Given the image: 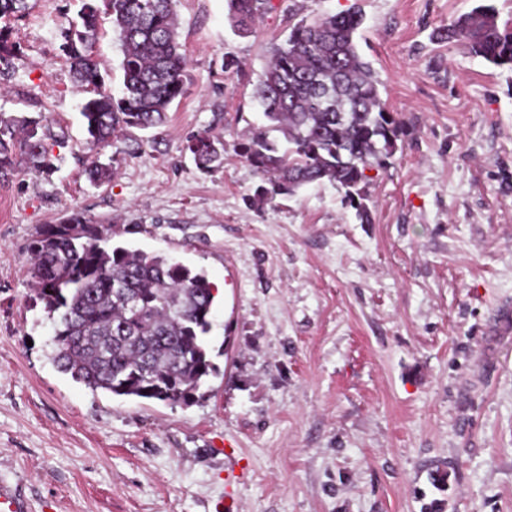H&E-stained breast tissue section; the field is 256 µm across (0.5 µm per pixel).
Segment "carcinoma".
Here are the masks:
<instances>
[{
    "instance_id": "1",
    "label": "carcinoma",
    "mask_w": 512,
    "mask_h": 512,
    "mask_svg": "<svg viewBox=\"0 0 512 512\" xmlns=\"http://www.w3.org/2000/svg\"><path fill=\"white\" fill-rule=\"evenodd\" d=\"M270 0H228L231 26L249 33ZM28 0H0V21L24 17ZM119 30L121 95L105 85L94 58L101 21ZM356 9L301 19L288 28L258 75L253 96L267 125L251 130L236 152L261 177L253 203L329 183L370 221L367 172L386 167L398 151L402 123L382 100L356 34ZM0 28V80L9 77L17 45ZM444 36L490 64L512 69V28L494 6L480 4L449 23ZM61 51L77 90L87 94L81 117L91 150L131 129L164 125L188 90L174 0H80L61 31ZM42 117L0 115V175L35 169L50 175L63 156L45 146ZM204 171L224 166V139L208 130L186 144ZM114 159L86 168L108 183ZM78 213L45 229L30 245L28 274L54 331L57 368L93 390L114 396L188 405L216 373L206 344L214 294L202 270L138 248L112 245Z\"/></svg>"
}]
</instances>
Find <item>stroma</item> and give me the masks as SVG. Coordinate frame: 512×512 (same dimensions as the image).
<instances>
[{
  "instance_id": "35a3bbf8",
  "label": "stroma",
  "mask_w": 512,
  "mask_h": 512,
  "mask_svg": "<svg viewBox=\"0 0 512 512\" xmlns=\"http://www.w3.org/2000/svg\"><path fill=\"white\" fill-rule=\"evenodd\" d=\"M480 0H271L246 37L227 0H176L191 84L156 140L85 143L60 31L76 0L12 22L0 113L47 118L59 172L0 181V480L32 512H512V70L440 36ZM359 8V45L402 148L370 171V222L331 185L253 206L235 154L263 123L253 89L291 24ZM112 93L121 43L94 49ZM239 70L224 68L225 58ZM223 137L197 169L187 141ZM66 146H58V135ZM119 163L95 186L93 157ZM81 213L116 245L204 269L217 367L184 406L115 397L61 373L29 245ZM196 166L204 171L224 166V139L204 130L192 136L186 144Z\"/></svg>"
}]
</instances>
